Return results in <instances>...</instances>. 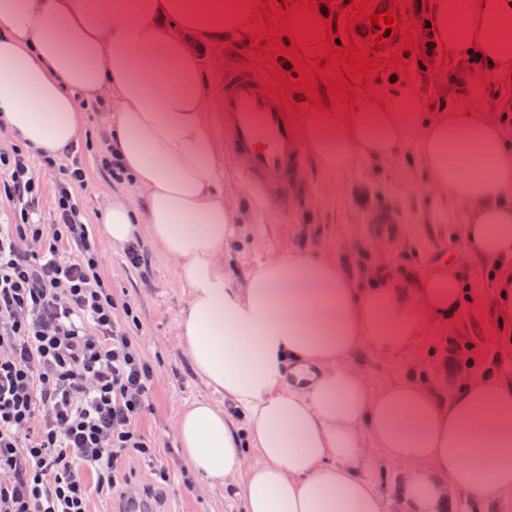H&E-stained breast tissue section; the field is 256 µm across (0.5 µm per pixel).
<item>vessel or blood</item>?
Wrapping results in <instances>:
<instances>
[{
	"mask_svg": "<svg viewBox=\"0 0 512 512\" xmlns=\"http://www.w3.org/2000/svg\"><path fill=\"white\" fill-rule=\"evenodd\" d=\"M246 63L224 67V95L216 106L224 150L255 196L268 203L301 200L309 193L310 157L292 110H279L274 91Z\"/></svg>",
	"mask_w": 512,
	"mask_h": 512,
	"instance_id": "b4317fda",
	"label": "vessel or blood"
}]
</instances>
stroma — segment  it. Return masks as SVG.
I'll return each instance as SVG.
<instances>
[{
    "label": "stroma",
    "mask_w": 512,
    "mask_h": 512,
    "mask_svg": "<svg viewBox=\"0 0 512 512\" xmlns=\"http://www.w3.org/2000/svg\"><path fill=\"white\" fill-rule=\"evenodd\" d=\"M256 51L255 43L244 36L219 47L201 48L211 102L205 113L209 123L217 121L213 104L223 94L226 60L246 61ZM396 59L399 64L408 61L409 69L398 66L386 77L375 78L372 89L360 90V99L389 98L404 83L415 90L426 112L443 106L459 110L476 106L495 121L504 120V113L512 115V82L486 78L459 86L440 74L436 62L422 61L419 53L407 50L398 53ZM84 111L78 144L86 176L75 186L74 194L83 208L85 223L94 224L112 200L133 194L134 187L126 179L113 177L103 163L112 145L111 101L88 102ZM504 122L512 137V118ZM309 180L310 193L305 200L266 206L253 199L249 185L232 163H225L224 195L236 204L241 226L239 236L224 248L225 267L234 280H245L259 263L286 251L334 256L356 280L389 270L409 277L429 264L450 259L466 287V297L447 327H424L403 355L382 356L361 347L351 356L350 365L375 391L417 372L445 400L469 372L493 370L498 362L512 361V352H505L498 344L497 282L490 276L489 265L464 244L460 206L434 195L415 142L403 145L388 161H367L342 173L327 171L318 161H311ZM380 209L399 218V236H374L369 219ZM140 243L148 256L147 268H133L122 246L104 240L99 243V265L115 297L130 302L138 317L134 334L155 374L151 408L140 427L155 440L171 480L154 484L151 467L141 460L127 462L125 475L133 486L147 489L156 512H243L239 488L190 475V466L175 438L179 412L193 400L212 397L213 392L194 373L177 335L188 290L179 282L175 266L150 239L141 238ZM452 340L462 345L460 370L453 375L447 370L448 343ZM367 455L369 462L361 469V477L389 504H396L398 471L385 462L375 445H368Z\"/></svg>",
    "instance_id": "stroma-1"
}]
</instances>
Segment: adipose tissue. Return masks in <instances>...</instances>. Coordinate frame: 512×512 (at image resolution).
<instances>
[{"label":"adipose tissue","mask_w":512,"mask_h":512,"mask_svg":"<svg viewBox=\"0 0 512 512\" xmlns=\"http://www.w3.org/2000/svg\"><path fill=\"white\" fill-rule=\"evenodd\" d=\"M253 0H0V127L61 160L83 124L78 94L114 103L112 149L136 195L116 199L98 234L145 233L189 290L178 335L223 404L193 402L175 432L193 470L242 481L244 512H387L358 475L365 442L403 477L402 512H443L453 495L512 493V378L486 372L439 401L415 378L372 392L348 358L362 346L406 351L460 306L449 264L420 275L350 280L334 259L283 252L244 283L224 266L238 233L224 166L205 118L198 49L241 34ZM429 29L449 59L475 55L512 77V0H431ZM302 136L333 172L391 158L409 141L433 188L465 204L467 247L512 260V145L483 113L424 116L401 87L345 116L303 114ZM316 369L286 387L289 364Z\"/></svg>","instance_id":"obj_1"}]
</instances>
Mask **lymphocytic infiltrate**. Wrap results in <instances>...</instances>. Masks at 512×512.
Instances as JSON below:
<instances>
[{
    "instance_id": "lymphocytic-infiltrate-1",
    "label": "lymphocytic infiltrate",
    "mask_w": 512,
    "mask_h": 512,
    "mask_svg": "<svg viewBox=\"0 0 512 512\" xmlns=\"http://www.w3.org/2000/svg\"><path fill=\"white\" fill-rule=\"evenodd\" d=\"M83 180L72 161L56 184V222L37 223L29 151H0V195L14 205L0 224V512H92L82 471L109 490L128 459L158 454L140 428L154 369L130 332V304L101 273L73 193Z\"/></svg>"
}]
</instances>
